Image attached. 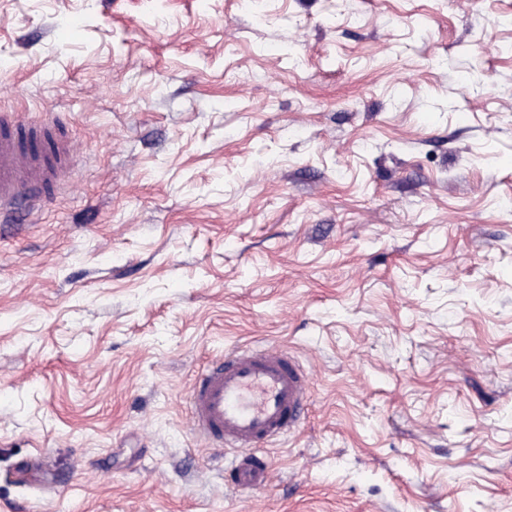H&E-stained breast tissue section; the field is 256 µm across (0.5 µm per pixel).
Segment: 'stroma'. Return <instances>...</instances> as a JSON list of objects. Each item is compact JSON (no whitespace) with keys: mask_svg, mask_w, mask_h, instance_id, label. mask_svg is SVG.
Returning a JSON list of instances; mask_svg holds the SVG:
<instances>
[{"mask_svg":"<svg viewBox=\"0 0 512 512\" xmlns=\"http://www.w3.org/2000/svg\"><path fill=\"white\" fill-rule=\"evenodd\" d=\"M78 151L0 224V512H512V0H0ZM290 350L224 483L188 396ZM309 389L307 371L279 348L232 350L195 375L189 396L193 426L215 448L239 453L227 471L230 484L249 489L266 482L267 461L253 449L298 430Z\"/></svg>","mask_w":512,"mask_h":512,"instance_id":"obj_1","label":"stroma"}]
</instances>
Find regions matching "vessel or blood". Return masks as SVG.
I'll return each mask as SVG.
<instances>
[{
    "mask_svg": "<svg viewBox=\"0 0 512 512\" xmlns=\"http://www.w3.org/2000/svg\"><path fill=\"white\" fill-rule=\"evenodd\" d=\"M74 142L59 138L51 123L34 124L19 113L0 117V219L18 201L38 213L61 185L74 155ZM310 380L298 360L279 348L232 350L210 361L192 382L189 414L198 434L215 448L238 451L227 472L234 487L263 485L266 460L261 444L292 434L308 405Z\"/></svg>",
    "mask_w": 512,
    "mask_h": 512,
    "instance_id": "b4317fda",
    "label": "vessel or blood"
}]
</instances>
